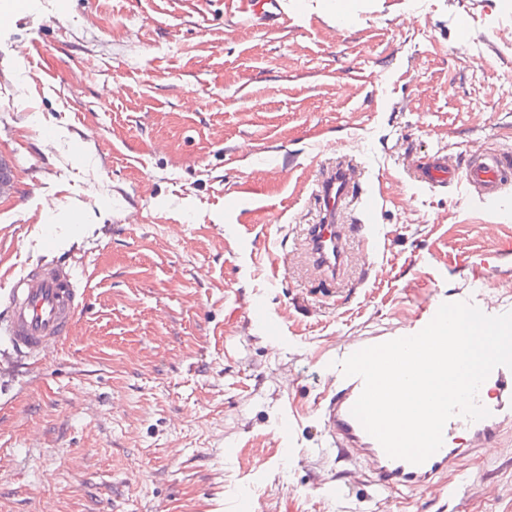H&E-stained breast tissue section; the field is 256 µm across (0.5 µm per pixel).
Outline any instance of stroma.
I'll return each mask as SVG.
<instances>
[{"label": "stroma", "mask_w": 512, "mask_h": 512, "mask_svg": "<svg viewBox=\"0 0 512 512\" xmlns=\"http://www.w3.org/2000/svg\"><path fill=\"white\" fill-rule=\"evenodd\" d=\"M285 7L232 39L224 0H21L0 24V288L46 257L86 288L67 341L0 360V512H235L243 490L256 512H512L507 449L466 459L467 494L378 492L315 414L345 338L456 288L501 283L512 311V209L412 177L512 151V0ZM337 160L381 235L351 238L335 290L299 253Z\"/></svg>", "instance_id": "35a3bbf8"}]
</instances>
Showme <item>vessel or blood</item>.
Returning a JSON list of instances; mask_svg holds the SVG:
<instances>
[{
  "label": "vessel or blood",
  "instance_id": "obj_1",
  "mask_svg": "<svg viewBox=\"0 0 512 512\" xmlns=\"http://www.w3.org/2000/svg\"><path fill=\"white\" fill-rule=\"evenodd\" d=\"M224 10L232 19L251 16L259 27L288 18L282 0H224ZM357 176L356 166L349 163L323 168L316 192L320 217L305 230L303 253L310 268L320 280L334 285L341 284L349 264L344 216L374 208L373 199L355 194ZM416 179L435 187L462 185L491 210H501L507 199L502 161L494 153L466 161L458 169L448 167L442 157L428 155L417 165ZM83 295L73 266L55 261L30 265L9 281L8 318L0 324V334L6 336L13 354L41 359L68 339L83 309ZM438 308L434 301L420 304L406 325L407 334L423 329ZM392 338V333L380 332L351 340L337 352L330 385L317 403L320 434L327 448L335 451L337 460L363 463L378 490L404 487L422 496H434L443 487V477L460 461L483 450L503 447L512 433V369L496 367L485 380L489 393L479 402L488 409L487 418L474 422L458 415L450 418L444 426L442 447L424 463L412 464L388 457L352 415L364 383L360 377L344 376L340 366L341 360L357 350Z\"/></svg>",
  "mask_w": 512,
  "mask_h": 512
}]
</instances>
